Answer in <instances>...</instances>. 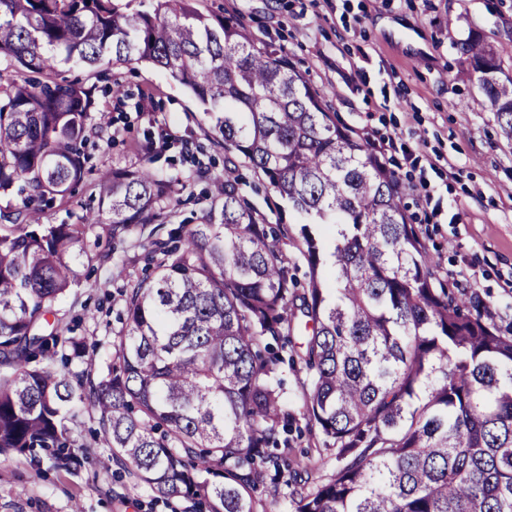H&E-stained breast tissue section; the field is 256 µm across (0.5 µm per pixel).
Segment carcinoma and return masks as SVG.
Returning <instances> with one entry per match:
<instances>
[{"instance_id": "cac0c4a2", "label": "carcinoma", "mask_w": 512, "mask_h": 512, "mask_svg": "<svg viewBox=\"0 0 512 512\" xmlns=\"http://www.w3.org/2000/svg\"><path fill=\"white\" fill-rule=\"evenodd\" d=\"M192 3L128 15L112 0H0V74L14 75L0 106V197L22 198L0 208V457L71 470L85 410L107 460L198 512H257L267 482L288 487L289 512H512V335L477 297L435 286L393 172L293 63ZM461 54L512 140L498 51L471 37ZM133 61L188 89L208 135L299 215L302 292L280 226L241 196L235 170L200 223L167 230L174 189L202 171L155 175L151 138L136 165H88L86 134L106 132V116L94 88L53 76ZM87 182L97 207L75 224L41 222ZM132 226L152 273L126 290L95 380L99 343L67 335L58 304L91 243ZM286 361L304 366L307 425L336 460L327 477L288 458Z\"/></svg>"}]
</instances>
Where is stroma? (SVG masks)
I'll return each instance as SVG.
<instances>
[{
    "mask_svg": "<svg viewBox=\"0 0 512 512\" xmlns=\"http://www.w3.org/2000/svg\"><path fill=\"white\" fill-rule=\"evenodd\" d=\"M204 13L239 19L258 47L287 56L324 95L338 123L352 128L394 172L407 214L433 257L437 287L463 281L512 330V140L500 130L460 53L472 33L501 51L512 76V0H195ZM62 79L95 90V109L111 123L92 138L94 168L128 166L147 135L167 130L176 142L159 150L156 170L177 165L205 176L177 192V219L200 222L227 166L240 192L269 224L288 228L280 247L292 277L308 267L294 245L299 219L261 172L229 157L202 127L196 101L167 74L146 64L63 69ZM123 90L116 102L112 90ZM144 239L131 232L101 237L89 285L61 302L64 324L112 352L122 329L124 292L145 274ZM83 446L74 471H56L14 455L0 465V512H185L180 500L154 499L130 477L102 468L104 445L94 415L79 418Z\"/></svg>",
    "mask_w": 512,
    "mask_h": 512,
    "instance_id": "stroma-1",
    "label": "stroma"
}]
</instances>
